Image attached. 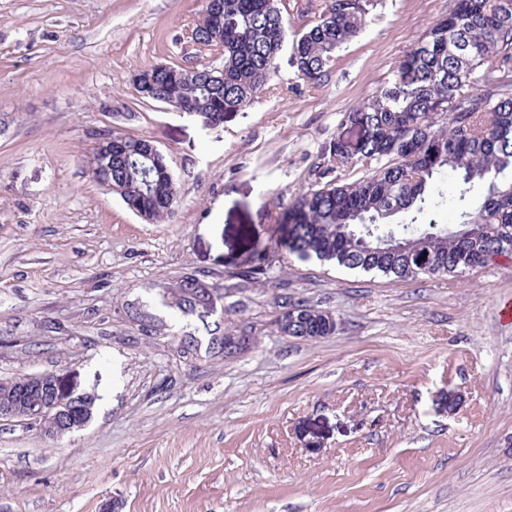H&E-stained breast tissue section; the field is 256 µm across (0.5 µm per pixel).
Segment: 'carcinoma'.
Here are the masks:
<instances>
[{
	"mask_svg": "<svg viewBox=\"0 0 512 512\" xmlns=\"http://www.w3.org/2000/svg\"><path fill=\"white\" fill-rule=\"evenodd\" d=\"M218 0L219 13L205 11L194 27L203 46L221 57V72L199 70L182 77L177 64L157 71L141 99L174 101L186 116L217 124L249 106L276 74L288 45L280 0ZM377 0H325L315 22L292 40L300 76L325 82L335 53L366 26ZM343 122L364 130L357 151L342 142L324 157L323 173L360 169L345 183L329 180L300 195L288 212L285 244L302 260L315 258L339 269L392 283L422 276L455 277L512 254V0H450L440 17L411 49L391 80L348 108ZM149 140L129 137L112 156V193L146 221L173 214L167 197L153 192L164 175V158L150 154ZM458 177V199L483 191L481 206L461 213L457 224H440L435 213L446 203L433 188L436 176ZM361 203L351 212L348 204ZM407 239L405 248L378 249V238ZM183 316L204 317L194 302L197 285L179 284ZM291 336H328L330 312L301 302Z\"/></svg>",
	"mask_w": 512,
	"mask_h": 512,
	"instance_id": "1",
	"label": "carcinoma"
}]
</instances>
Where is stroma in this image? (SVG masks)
I'll use <instances>...</instances> for the list:
<instances>
[{
    "mask_svg": "<svg viewBox=\"0 0 512 512\" xmlns=\"http://www.w3.org/2000/svg\"><path fill=\"white\" fill-rule=\"evenodd\" d=\"M448 6L378 0L322 85L283 51L212 124L133 84L201 59L202 0H0V380L52 371L96 398L63 439L0 422V512H512V263L393 284L270 247L317 163L358 140L343 112ZM105 129L166 156L171 218L92 181ZM185 276L219 293L207 324L247 352L159 307ZM284 294L335 313V334L281 335ZM134 300L167 345L126 321Z\"/></svg>",
    "mask_w": 512,
    "mask_h": 512,
    "instance_id": "35a3bbf8",
    "label": "stroma"
}]
</instances>
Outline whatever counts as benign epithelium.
Wrapping results in <instances>:
<instances>
[{
  "label": "benign epithelium",
  "instance_id": "7a95c632",
  "mask_svg": "<svg viewBox=\"0 0 512 512\" xmlns=\"http://www.w3.org/2000/svg\"><path fill=\"white\" fill-rule=\"evenodd\" d=\"M123 142L104 130L98 135V151L91 162V177L108 187L112 178V153ZM251 344L248 336H224V352L238 354ZM94 399L65 388L54 372L25 375L0 385V421L19 420L51 438H62L84 428L93 414Z\"/></svg>",
  "mask_w": 512,
  "mask_h": 512
}]
</instances>
